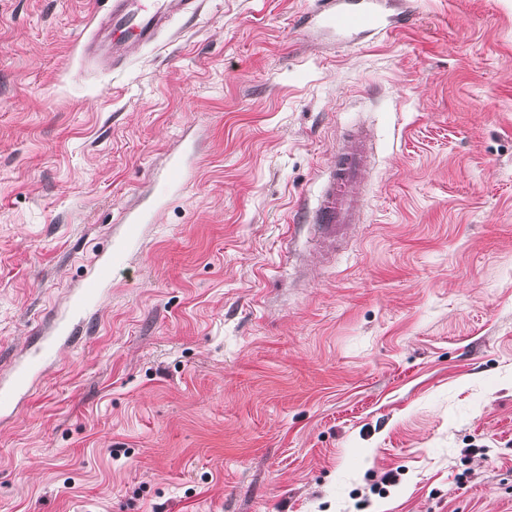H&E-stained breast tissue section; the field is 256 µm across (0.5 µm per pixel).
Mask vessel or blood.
<instances>
[{
    "mask_svg": "<svg viewBox=\"0 0 512 512\" xmlns=\"http://www.w3.org/2000/svg\"><path fill=\"white\" fill-rule=\"evenodd\" d=\"M108 7L98 15L83 54L98 58V39L108 33L112 41V65H121L122 46L150 44L167 26L172 14L193 11L199 0H106ZM394 0H314L306 14V23L335 41L354 45L367 35L390 36L407 28L412 15L393 12ZM370 167V153L363 134L343 138L336 150V160L327 170L326 179L313 210L312 222L320 230L325 246L335 244L349 225L357 223L361 211L358 193ZM112 279V256H98L84 275L79 288L70 294L64 307L50 314L51 329L39 337L30 349L11 361L8 374L0 375V421L12 418L29 396L43 372L48 357L76 339V329L86 321L89 306Z\"/></svg>",
    "mask_w": 512,
    "mask_h": 512,
    "instance_id": "b4317fda",
    "label": "vessel or blood"
}]
</instances>
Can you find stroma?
<instances>
[{"mask_svg":"<svg viewBox=\"0 0 512 512\" xmlns=\"http://www.w3.org/2000/svg\"><path fill=\"white\" fill-rule=\"evenodd\" d=\"M313 2L202 0L115 70L98 0H0V372L120 256L0 422V512H512V0L353 47ZM361 127L325 257L306 209ZM370 153L366 138L353 133L343 138L336 149L335 163L327 169L326 179L313 210L312 222L320 230L326 247L350 224L359 222L361 198L358 187L370 167Z\"/></svg>","mask_w":512,"mask_h":512,"instance_id":"obj_1","label":"stroma"}]
</instances>
